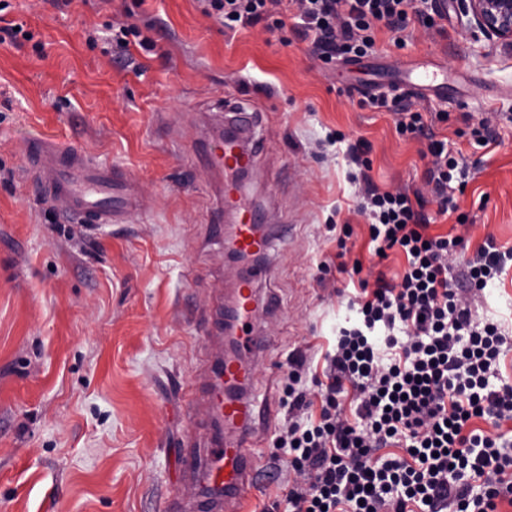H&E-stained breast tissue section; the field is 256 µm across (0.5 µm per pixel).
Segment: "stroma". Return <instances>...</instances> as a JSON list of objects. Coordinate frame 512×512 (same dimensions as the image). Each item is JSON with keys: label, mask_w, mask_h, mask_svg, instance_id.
Wrapping results in <instances>:
<instances>
[{"label": "stroma", "mask_w": 512, "mask_h": 512, "mask_svg": "<svg viewBox=\"0 0 512 512\" xmlns=\"http://www.w3.org/2000/svg\"><path fill=\"white\" fill-rule=\"evenodd\" d=\"M6 2L0 28L26 36L0 43V512H191L202 487L179 457L206 417L198 387L224 340L204 332L235 268L218 230L224 167L193 158L223 128V103L241 99L263 109L243 187L268 223L292 227L254 283L277 311L256 325L272 346L252 387L272 416L255 441L248 512H271L288 491L287 471L270 468L287 358L302 350L322 364L355 319L360 288L338 260L390 279L406 264L369 252L348 145L365 142L380 189L415 193L429 234L457 233L463 215L470 250L489 234L512 247V55L470 35L456 0H429L404 46L379 27L367 56L329 64L289 14L274 31L231 30L197 0ZM117 22L140 30L122 59ZM422 71L448 78L445 96L405 98L423 132L399 134L392 113L360 107ZM40 137L130 172L140 208L122 224L63 221L26 162ZM434 140L470 172L444 215L426 183ZM475 310L512 327V269Z\"/></svg>", "instance_id": "1"}]
</instances>
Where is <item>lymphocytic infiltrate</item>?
<instances>
[{
	"mask_svg": "<svg viewBox=\"0 0 512 512\" xmlns=\"http://www.w3.org/2000/svg\"><path fill=\"white\" fill-rule=\"evenodd\" d=\"M226 28H282L294 6L303 35L324 62L354 61L374 46L377 24L404 30L415 0H199ZM376 251L397 249L399 280H360L359 323L341 329L324 356L316 389L302 382L307 359H288L281 404L287 421L277 446L295 474L283 512H499L512 505V442L473 427L512 419V385L493 386L512 349L502 325L473 316L483 294L512 267V248L486 238L467 262V286L449 278L465 248L459 235L428 233L429 221L401 190L360 187ZM352 391V415L339 398ZM321 399L318 422L306 412Z\"/></svg>",
	"mask_w": 512,
	"mask_h": 512,
	"instance_id": "obj_1",
	"label": "lymphocytic infiltrate"
}]
</instances>
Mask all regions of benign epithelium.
Wrapping results in <instances>:
<instances>
[{
	"label": "benign epithelium",
	"instance_id": "benign-epithelium-1",
	"mask_svg": "<svg viewBox=\"0 0 512 512\" xmlns=\"http://www.w3.org/2000/svg\"><path fill=\"white\" fill-rule=\"evenodd\" d=\"M466 30L512 55V0H457Z\"/></svg>",
	"mask_w": 512,
	"mask_h": 512
}]
</instances>
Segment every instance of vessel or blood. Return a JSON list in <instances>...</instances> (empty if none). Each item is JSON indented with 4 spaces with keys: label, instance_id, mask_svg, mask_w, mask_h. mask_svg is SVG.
I'll return each mask as SVG.
<instances>
[{
    "label": "vessel or blood",
    "instance_id": "b4317fda",
    "mask_svg": "<svg viewBox=\"0 0 512 512\" xmlns=\"http://www.w3.org/2000/svg\"><path fill=\"white\" fill-rule=\"evenodd\" d=\"M224 168L236 171L256 165L255 152L222 151ZM27 160L45 194L61 201L73 220L96 224L124 222L140 201L133 177L118 180L111 166L95 161L83 151L55 139H43L27 149ZM224 210L235 217L226 243L242 257H262L274 239L286 237L288 225L259 231L256 213L234 184L224 187ZM258 269L238 277L230 290L229 310L234 331L233 355L219 359L208 384L209 415L219 430L205 455L187 453L182 465L197 478L221 488L224 497L207 504V512H242L257 483L254 436L269 421L264 401L242 395L253 376L251 361L270 345L254 330L259 313H273L272 298L258 295L254 280Z\"/></svg>",
    "mask_w": 512,
    "mask_h": 512
}]
</instances>
